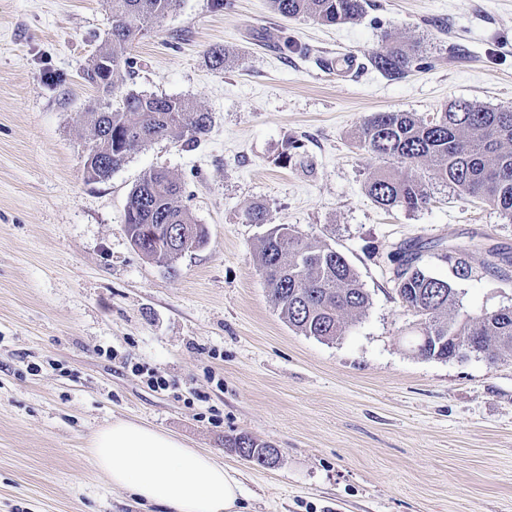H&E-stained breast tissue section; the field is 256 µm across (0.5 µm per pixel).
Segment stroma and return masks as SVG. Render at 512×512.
Here are the masks:
<instances>
[{"mask_svg": "<svg viewBox=\"0 0 512 512\" xmlns=\"http://www.w3.org/2000/svg\"><path fill=\"white\" fill-rule=\"evenodd\" d=\"M110 25L105 0H0V512H158L93 463V433L116 418L236 469L242 512H512V353L412 351L417 319L388 260L416 243L452 279L459 251L512 253V217L438 184L422 208L382 209L366 186L387 164L353 144L373 112L512 109V0H370L338 26L269 0H180L129 46L119 91L188 99L211 129L91 182L81 114L97 93L82 74ZM389 35L420 47L400 80L368 64ZM287 38L297 52L281 53ZM213 46L223 68L207 62ZM153 170L181 182L208 232L172 272L124 229ZM254 204L355 268L370 304L344 335L281 318L256 262L268 226L242 221ZM452 281L462 311L512 307V280ZM152 372L167 390L148 386ZM240 434L275 448V465L231 451Z\"/></svg>", "mask_w": 512, "mask_h": 512, "instance_id": "obj_1", "label": "stroma"}]
</instances>
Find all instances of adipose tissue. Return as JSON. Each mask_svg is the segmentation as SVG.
<instances>
[{
  "mask_svg": "<svg viewBox=\"0 0 512 512\" xmlns=\"http://www.w3.org/2000/svg\"><path fill=\"white\" fill-rule=\"evenodd\" d=\"M96 467L112 484L165 512H237L236 471L152 426L118 419L90 440Z\"/></svg>",
  "mask_w": 512,
  "mask_h": 512,
  "instance_id": "1",
  "label": "adipose tissue"
}]
</instances>
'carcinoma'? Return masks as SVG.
<instances>
[{
	"label": "carcinoma",
	"instance_id": "1",
	"mask_svg": "<svg viewBox=\"0 0 512 512\" xmlns=\"http://www.w3.org/2000/svg\"><path fill=\"white\" fill-rule=\"evenodd\" d=\"M180 0H107L112 13L108 47L84 71V80L99 93L95 106L82 113L88 133L84 170L90 181H105L138 150L165 138L194 146L210 128V115L187 99L130 91L114 99L116 82L134 74L127 46L145 28L174 10ZM272 10L288 18L307 17L325 25L357 20L367 0H269ZM419 61L414 43L391 42L371 54L369 63L390 80L407 76ZM353 144L381 160H398L412 172L402 178L381 170L368 183L378 206L414 211L430 199L419 167L431 179L459 195L492 204L512 216V110L458 100L431 119L412 112H372L357 127ZM182 185L167 172L145 175L131 190L124 224L135 248L156 263L174 269L182 253L206 243V229L192 221L181 204ZM248 224H272L265 206L244 214ZM419 249L394 254L397 293L405 307L420 317L413 338L417 352L428 358L465 359L463 345L475 340L483 357L495 360L512 352V308L480 315L462 314L457 293L447 279L419 266ZM257 264L282 318L297 332L320 340L342 335L348 319L370 304L347 258L324 243H307L294 226L273 224L262 239ZM243 457L267 464L269 446L247 435L228 440Z\"/></svg>",
	"mask_w": 512,
	"mask_h": 512
}]
</instances>
